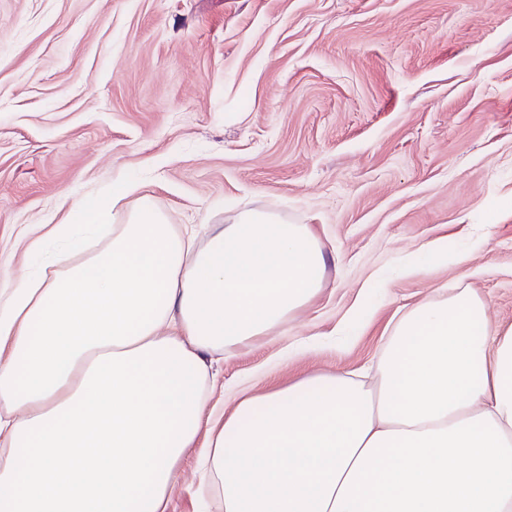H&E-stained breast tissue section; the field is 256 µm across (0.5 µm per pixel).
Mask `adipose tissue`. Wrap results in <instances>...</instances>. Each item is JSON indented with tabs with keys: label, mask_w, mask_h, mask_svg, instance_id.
<instances>
[{
	"label": "adipose tissue",
	"mask_w": 512,
	"mask_h": 512,
	"mask_svg": "<svg viewBox=\"0 0 512 512\" xmlns=\"http://www.w3.org/2000/svg\"><path fill=\"white\" fill-rule=\"evenodd\" d=\"M134 191L39 225L35 273L0 289V512H169L198 447L223 512H512V324L474 289L216 423L212 357L306 307L330 256L270 211L179 233Z\"/></svg>",
	"instance_id": "1"
}]
</instances>
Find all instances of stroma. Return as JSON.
<instances>
[{
	"label": "stroma",
	"instance_id": "1",
	"mask_svg": "<svg viewBox=\"0 0 512 512\" xmlns=\"http://www.w3.org/2000/svg\"><path fill=\"white\" fill-rule=\"evenodd\" d=\"M124 180L176 229L273 210L336 256L225 393L357 368L439 288L512 324V0H0V288Z\"/></svg>",
	"mask_w": 512,
	"mask_h": 512
}]
</instances>
